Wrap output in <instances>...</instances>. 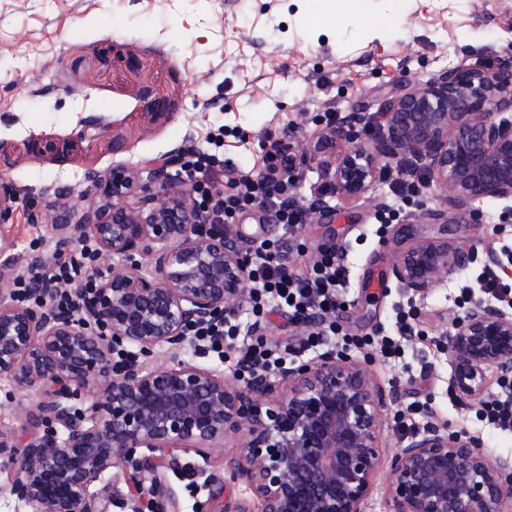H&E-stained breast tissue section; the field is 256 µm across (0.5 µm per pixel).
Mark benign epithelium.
Masks as SVG:
<instances>
[{
  "mask_svg": "<svg viewBox=\"0 0 512 512\" xmlns=\"http://www.w3.org/2000/svg\"><path fill=\"white\" fill-rule=\"evenodd\" d=\"M379 113L366 144L358 113L328 128L326 137L350 145L334 165L289 138L291 176L319 168L333 196L359 197L395 162L426 171L452 200L512 198L511 69L459 65L386 97ZM180 165L173 156L140 179L113 170L94 220L65 225V239L90 241L113 260L83 306L87 322L21 306L0 290V377L20 391L52 387L35 417L41 434L22 446L0 434V459L15 472L11 494L30 512H112L118 501L97 490L112 467L138 472L160 459L191 478L179 452L243 430L244 463L231 477L247 484L260 512H365L385 405L358 358L328 351L237 385L194 362L139 361L159 347L182 348L189 327L223 316L250 281L235 239L195 223L196 191ZM11 250L0 236V283ZM463 260L415 242L399 253L395 275L422 292ZM130 346L138 355L114 367V351ZM447 346L454 390L479 398L487 368L512 369V312L474 302ZM118 503L141 510L134 500ZM390 503L392 512H512V465L491 463L476 439L428 430L392 456Z\"/></svg>",
  "mask_w": 512,
  "mask_h": 512,
  "instance_id": "1",
  "label": "benign epithelium"
}]
</instances>
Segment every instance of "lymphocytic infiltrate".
Listing matches in <instances>:
<instances>
[{"instance_id": "obj_1", "label": "lymphocytic infiltrate", "mask_w": 512, "mask_h": 512, "mask_svg": "<svg viewBox=\"0 0 512 512\" xmlns=\"http://www.w3.org/2000/svg\"><path fill=\"white\" fill-rule=\"evenodd\" d=\"M182 151L188 157V176L199 174L206 179L200 198L203 223H235L256 204L265 211L268 223L292 230L306 221L308 212L296 199L297 184L286 174L287 150L272 147L257 170L226 164L218 148L202 147L191 136L185 138ZM92 252V245L84 243L54 252L48 260L30 259L16 281L18 296L38 300L47 312L78 318V304L87 300L96 274ZM247 260L253 282L247 303L257 335L240 345L239 368L273 371L284 365L280 343L263 334L268 315L274 313L286 317L289 324L310 326V333L299 343L305 351L339 344L358 349L377 346L385 355L398 354L399 346L390 337L350 336L340 327L343 287L349 277L345 247L322 250L309 266L296 269L285 245L263 240L255 243ZM475 286L487 298L512 307V243L497 244L487 252Z\"/></svg>"}]
</instances>
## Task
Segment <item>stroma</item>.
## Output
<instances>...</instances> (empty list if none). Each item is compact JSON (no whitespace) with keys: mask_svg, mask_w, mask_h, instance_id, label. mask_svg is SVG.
<instances>
[{"mask_svg":"<svg viewBox=\"0 0 512 512\" xmlns=\"http://www.w3.org/2000/svg\"><path fill=\"white\" fill-rule=\"evenodd\" d=\"M319 8L318 0H0V190L14 198L0 234L14 245V268L38 254L51 258L59 224L89 218L113 168L149 167L177 153L185 136H222L225 157L259 166L266 132L313 145L328 112L371 115L389 94L448 68L512 63L502 53L512 46V0H358L327 26L308 21ZM369 18L389 26L373 30ZM53 188L61 191L54 200ZM328 204L296 228L302 249L290 259L298 267L321 248L347 247L340 322L360 336L392 330V305L403 297L415 298L429 329L449 330L465 311L462 287L497 239L493 226L512 212V198L457 203L427 187L405 204L385 179L359 198ZM402 206L407 218L376 230L380 209ZM421 239L476 257L415 295L393 267L400 249ZM376 272L390 284L387 295L368 286ZM364 363L385 399V463L366 512L391 510L387 460L412 438L394 416L412 401H428L446 429L478 437L492 458L512 462V431L482 421L481 401L451 387L447 352L416 339L405 342L401 358L387 362L374 349ZM44 398L0 378V432L22 442L34 435L27 418ZM243 441L230 434L204 453H185L204 470L196 481L169 471L154 493L116 468L104 491L144 505L172 496L178 512H195L204 500L210 512H256L246 484L224 476Z\"/></svg>","mask_w":512,"mask_h":512,"instance_id":"35a3bbf8","label":"stroma"}]
</instances>
